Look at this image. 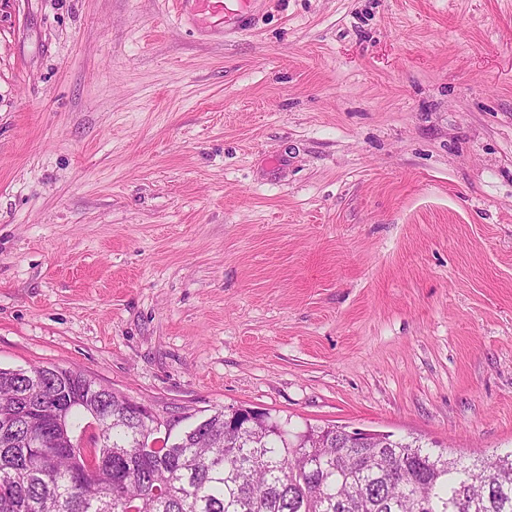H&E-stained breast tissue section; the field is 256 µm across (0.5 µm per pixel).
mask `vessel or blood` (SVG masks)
<instances>
[{
	"label": "vessel or blood",
	"mask_w": 512,
	"mask_h": 512,
	"mask_svg": "<svg viewBox=\"0 0 512 512\" xmlns=\"http://www.w3.org/2000/svg\"><path fill=\"white\" fill-rule=\"evenodd\" d=\"M184 17L201 36L223 35L242 29L251 21L257 0H174Z\"/></svg>",
	"instance_id": "1"
}]
</instances>
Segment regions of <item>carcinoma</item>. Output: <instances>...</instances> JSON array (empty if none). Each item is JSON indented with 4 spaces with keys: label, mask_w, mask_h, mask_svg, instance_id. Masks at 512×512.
Instances as JSON below:
<instances>
[{
    "label": "carcinoma",
    "mask_w": 512,
    "mask_h": 512,
    "mask_svg": "<svg viewBox=\"0 0 512 512\" xmlns=\"http://www.w3.org/2000/svg\"><path fill=\"white\" fill-rule=\"evenodd\" d=\"M96 417L97 457L67 443ZM126 396L57 366L0 368V512H512V451L454 455L419 438L351 440L220 409L158 440ZM51 437L56 448L28 442Z\"/></svg>",
    "instance_id": "cac0c4a2"
}]
</instances>
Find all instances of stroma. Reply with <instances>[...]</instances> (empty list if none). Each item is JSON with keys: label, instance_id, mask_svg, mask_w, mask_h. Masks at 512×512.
<instances>
[{"label": "stroma", "instance_id": "stroma-1", "mask_svg": "<svg viewBox=\"0 0 512 512\" xmlns=\"http://www.w3.org/2000/svg\"><path fill=\"white\" fill-rule=\"evenodd\" d=\"M512 449V0H0V367ZM259 0H174L177 15L184 17L200 36H222L241 30L251 21Z\"/></svg>", "mask_w": 512, "mask_h": 512}]
</instances>
